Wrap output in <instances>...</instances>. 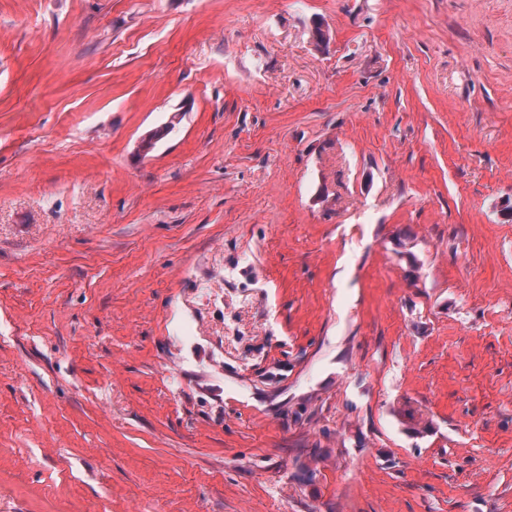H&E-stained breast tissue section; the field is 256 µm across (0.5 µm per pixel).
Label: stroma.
<instances>
[{
  "label": "stroma",
  "mask_w": 512,
  "mask_h": 512,
  "mask_svg": "<svg viewBox=\"0 0 512 512\" xmlns=\"http://www.w3.org/2000/svg\"><path fill=\"white\" fill-rule=\"evenodd\" d=\"M511 206L512 0H0V512H512Z\"/></svg>",
  "instance_id": "1"
}]
</instances>
